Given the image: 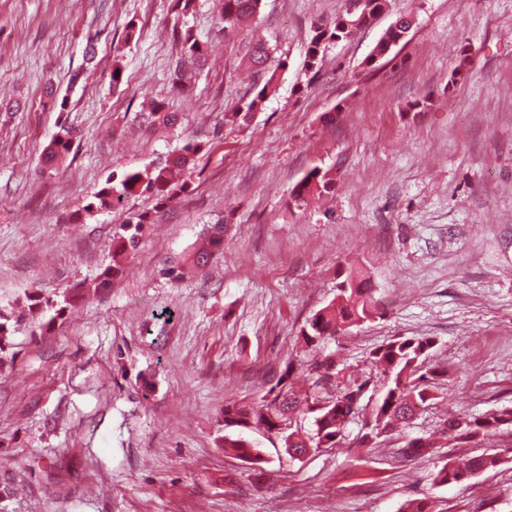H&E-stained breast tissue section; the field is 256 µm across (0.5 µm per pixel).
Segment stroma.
<instances>
[{
    "label": "stroma",
    "instance_id": "35a3bbf8",
    "mask_svg": "<svg viewBox=\"0 0 512 512\" xmlns=\"http://www.w3.org/2000/svg\"><path fill=\"white\" fill-rule=\"evenodd\" d=\"M343 8L261 0L256 26L232 29L214 0L182 11L174 0H0V312L15 319L16 352L0 365L5 512H401L414 498L433 512H512V425L480 442L439 433L448 413L512 409V0H387L308 72L312 24ZM402 16L407 41L367 65ZM187 30L208 64L184 96L173 67ZM257 37L278 89L240 126L224 115L261 80L247 67ZM153 101L179 124L146 122ZM62 121L73 147L42 167ZM191 141L203 150L176 204L158 211L143 194L74 221L112 173ZM315 169L327 190L292 199ZM145 211L136 251L98 287L113 234ZM220 219L223 254L172 281L166 268ZM351 269L371 282L374 318L309 350L306 321ZM83 286L62 323L31 335L28 294ZM399 336L433 340L436 400L367 442L387 384L369 358ZM327 355L338 384L370 382L338 446L293 459L255 431L260 462L224 450L239 433L225 404L259 402L285 372L306 394L309 361ZM416 438L433 448L402 455ZM486 451L496 468L436 482L443 465Z\"/></svg>",
    "mask_w": 512,
    "mask_h": 512
}]
</instances>
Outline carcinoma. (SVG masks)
<instances>
[{
  "mask_svg": "<svg viewBox=\"0 0 512 512\" xmlns=\"http://www.w3.org/2000/svg\"><path fill=\"white\" fill-rule=\"evenodd\" d=\"M260 0H224L222 12L224 27H239L254 19L259 12ZM360 13H350L344 9L330 21H319L312 26V35L307 49V67L313 71L319 67L322 49L331 41L344 40L360 30L358 18ZM183 54L193 59L198 67L206 65L205 44L187 32L182 38ZM268 51L261 42L255 44L250 54L249 64L256 72L265 74L262 86L254 88L252 98L237 111L228 114V120L242 125L249 124L254 116L257 102L277 91V71L269 70ZM148 111L155 119L168 127L177 125L179 113L166 109L161 103H152ZM72 131L67 126L46 146L42 162L52 165L66 156L72 146ZM202 151L199 144L187 143L169 157L165 163L144 174L140 171H125L121 174L112 173V177L91 193L75 213L79 220L84 215L112 208V205L125 197L149 194L156 199V207L164 208L174 203L189 188L188 173L195 168V156ZM328 182L313 170L307 174L292 190L296 200L306 195L327 189ZM150 223L148 213L131 215L122 225V232L115 233L112 239L113 257H121L128 250L137 246L138 233L143 225ZM226 225L210 224L205 228L193 251L186 258L191 268L205 267L224 250V232ZM85 299L83 291L68 289L63 292L62 301L52 303L41 302V299L30 296V308L45 306L54 311V316L39 324V329L48 331L56 319L65 311ZM374 318V305L368 280L359 272H348L336 286V297L329 304L318 310L302 331L303 344L315 348L327 337L338 334L345 325L358 326ZM10 319L0 314V364L12 346L13 330L9 326ZM433 347L429 338L398 337L383 349L374 353V362L383 367L390 381L375 408L377 425L386 429L394 422H407L417 412L426 408L434 400L430 389L429 376L434 370L425 364V354ZM336 362L329 356L310 365V372L315 377L312 386L320 391L325 383L335 376ZM370 380L361 383L346 384L336 394L324 397L305 396L307 412L314 414L315 429L311 433L291 430V415L300 404L293 390L288 387V376L282 375L276 385L268 390V395L251 409L245 411L235 404L224 406V426L243 427L250 423L268 432L282 435L284 447L292 458L300 457L311 449L334 447L343 437L345 423L356 416L360 406L353 405V397L365 390ZM512 424V410H503L488 417L469 419L451 417L443 422L441 432L458 437L462 434L472 439L486 438L500 426ZM500 457L496 454H480L469 458L462 468L454 466L442 467L435 477L440 485H462L474 476L496 467Z\"/></svg>",
  "mask_w": 512,
  "mask_h": 512,
  "instance_id": "obj_1",
  "label": "carcinoma"
}]
</instances>
